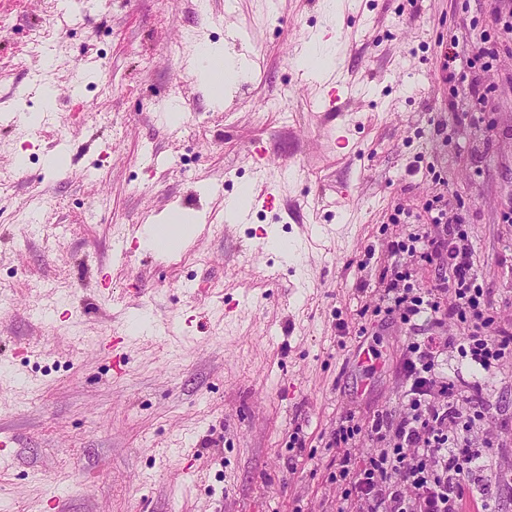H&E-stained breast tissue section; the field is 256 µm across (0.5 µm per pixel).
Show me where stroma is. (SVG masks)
<instances>
[{
	"mask_svg": "<svg viewBox=\"0 0 512 512\" xmlns=\"http://www.w3.org/2000/svg\"><path fill=\"white\" fill-rule=\"evenodd\" d=\"M209 2L200 15L195 0H0V437L14 440L0 512H367L336 459L377 452L375 415L402 410L411 333L374 310L396 267L434 283L435 265L391 244L437 236L436 195L465 216L495 325L512 326V37L494 0H338L332 16L323 0ZM190 32L247 59L231 94L173 55ZM314 35L356 87L341 111H313L294 65ZM453 40L450 82L437 55ZM259 141L266 172L247 158ZM246 183L250 222H226ZM271 188L276 215L261 207ZM175 215L194 239L140 247ZM137 312L152 333L130 332ZM482 396L471 433L512 473V364Z\"/></svg>",
	"mask_w": 512,
	"mask_h": 512,
	"instance_id": "35a3bbf8",
	"label": "stroma"
}]
</instances>
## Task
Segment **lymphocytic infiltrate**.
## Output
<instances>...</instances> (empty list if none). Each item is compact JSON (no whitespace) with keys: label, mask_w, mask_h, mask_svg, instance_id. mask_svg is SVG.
<instances>
[{"label":"lymphocytic infiltrate","mask_w":512,"mask_h":512,"mask_svg":"<svg viewBox=\"0 0 512 512\" xmlns=\"http://www.w3.org/2000/svg\"><path fill=\"white\" fill-rule=\"evenodd\" d=\"M440 231L423 239L416 234L394 242L393 252L422 253L436 264L439 279L429 288H413L397 273L388 283L385 316L407 328L454 318L470 330L457 345L471 369L464 382L441 368L448 344L437 336L415 338L406 346L404 413L378 421L373 432L385 447L362 464L343 454L336 478L368 504L369 512H462L463 502L481 488L490 467L485 449L468 438L471 424L482 415L476 395L481 381L512 358V332L487 333L492 321L488 289L478 285L474 254L466 243L464 219L439 211L433 219Z\"/></svg>","instance_id":"1"}]
</instances>
